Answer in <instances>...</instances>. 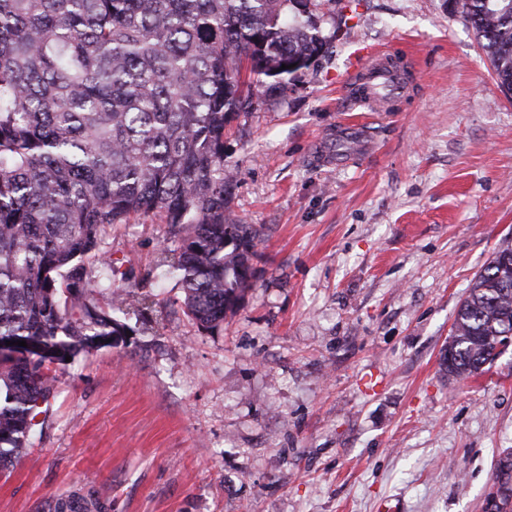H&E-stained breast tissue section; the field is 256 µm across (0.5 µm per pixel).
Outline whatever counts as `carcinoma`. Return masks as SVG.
<instances>
[{
	"label": "carcinoma",
	"mask_w": 512,
	"mask_h": 512,
	"mask_svg": "<svg viewBox=\"0 0 512 512\" xmlns=\"http://www.w3.org/2000/svg\"><path fill=\"white\" fill-rule=\"evenodd\" d=\"M512 90V0H452ZM336 0H0V336L58 352L0 358V467L47 414L66 357L114 346L142 316L100 248L114 224L157 217L173 247L162 277L211 331L255 276L257 233L224 211V129L252 84L284 95L320 61ZM286 69H281L282 65ZM111 295L105 310L93 289ZM512 342V248L472 283L448 339V376L485 371ZM497 484L512 492V455Z\"/></svg>",
	"instance_id": "1"
}]
</instances>
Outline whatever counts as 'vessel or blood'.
<instances>
[{
  "instance_id": "obj_1",
  "label": "vessel or blood",
  "mask_w": 512,
  "mask_h": 512,
  "mask_svg": "<svg viewBox=\"0 0 512 512\" xmlns=\"http://www.w3.org/2000/svg\"><path fill=\"white\" fill-rule=\"evenodd\" d=\"M412 65L396 51L374 50L364 56L349 76L346 99L363 112H391L408 90Z\"/></svg>"
}]
</instances>
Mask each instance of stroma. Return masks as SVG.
Masks as SVG:
<instances>
[{
    "label": "stroma",
    "mask_w": 512,
    "mask_h": 512,
    "mask_svg": "<svg viewBox=\"0 0 512 512\" xmlns=\"http://www.w3.org/2000/svg\"><path fill=\"white\" fill-rule=\"evenodd\" d=\"M352 28L287 93L253 90L224 131L227 217L258 270L223 327L198 329L152 270L169 228L118 224L103 247L154 303L150 330L57 369L59 392L0 512H486L512 450V348L441 368L456 311L512 245V92L450 0H353ZM337 6V14H344ZM415 62L400 111H350L351 46ZM369 127L359 149L336 137ZM349 162L337 165V152Z\"/></svg>",
    "instance_id": "stroma-1"
}]
</instances>
